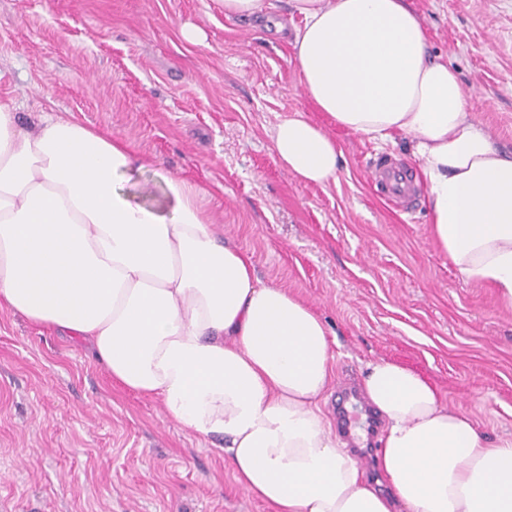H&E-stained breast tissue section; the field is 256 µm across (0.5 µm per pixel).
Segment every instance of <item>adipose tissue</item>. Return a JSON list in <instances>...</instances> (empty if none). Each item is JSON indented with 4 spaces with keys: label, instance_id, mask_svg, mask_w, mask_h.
I'll return each instance as SVG.
<instances>
[{
    "label": "adipose tissue",
    "instance_id": "adipose-tissue-1",
    "mask_svg": "<svg viewBox=\"0 0 512 512\" xmlns=\"http://www.w3.org/2000/svg\"><path fill=\"white\" fill-rule=\"evenodd\" d=\"M299 81L316 111L379 146L410 137L432 234L458 275L512 308V155L468 112L407 0H291ZM279 162L322 185L341 151L298 114L271 134ZM129 144L60 115L37 130L0 99V308L82 337L127 390L185 430L220 437L240 486L276 512H512V438L489 441L424 376L381 360L365 396L383 420L382 493L320 406L327 325L225 245L200 190L165 177L167 205L116 181L151 168Z\"/></svg>",
    "mask_w": 512,
    "mask_h": 512
}]
</instances>
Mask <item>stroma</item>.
Returning a JSON list of instances; mask_svg holds the SVG:
<instances>
[{"label":"stroma","instance_id":"obj_1","mask_svg":"<svg viewBox=\"0 0 512 512\" xmlns=\"http://www.w3.org/2000/svg\"><path fill=\"white\" fill-rule=\"evenodd\" d=\"M431 51L458 72L471 119L512 152V0H407ZM196 29L198 42L183 39ZM0 98L20 122L56 112L158 165L123 190L160 203L163 176L204 193L225 242L265 284L328 325L334 386L389 360L425 376L489 440L512 437V309L463 281L413 215L374 186L377 158L416 168L409 138L378 147L313 112L289 41L223 0H0ZM309 114L339 144L336 176L298 181L271 131ZM0 502L8 512H274L236 481L217 444L158 400L114 383L86 343L0 309Z\"/></svg>","mask_w":512,"mask_h":512}]
</instances>
